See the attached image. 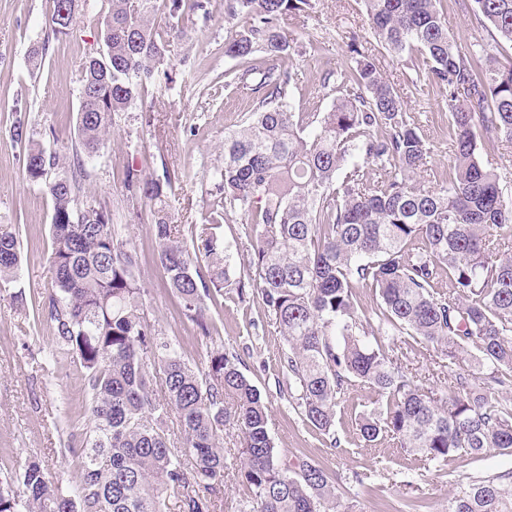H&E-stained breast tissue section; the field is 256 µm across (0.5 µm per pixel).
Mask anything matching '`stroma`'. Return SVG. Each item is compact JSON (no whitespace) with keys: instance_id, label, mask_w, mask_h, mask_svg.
<instances>
[{"instance_id":"stroma-1","label":"stroma","mask_w":512,"mask_h":512,"mask_svg":"<svg viewBox=\"0 0 512 512\" xmlns=\"http://www.w3.org/2000/svg\"><path fill=\"white\" fill-rule=\"evenodd\" d=\"M205 3L207 14L180 22L174 56L122 114L107 148L87 161L84 188L108 204L115 230L132 250L136 275L146 290L144 310L156 332L179 340L184 360L194 368L204 367L217 347L238 354L240 370L268 405V430L276 447L304 452L334 470L339 496L354 504L356 512H446L458 486L512 471V454L493 450L477 463L446 465L406 455L393 441L367 445L357 423L373 409L376 396L359 386L336 408L338 443L330 445L303 422L290 398L281 364L286 347L260 293L251 291L242 303L219 295L206 300L214 331L203 338L165 286L148 207H141L136 219L129 213L127 170L170 178L169 210L184 244H191L195 225L203 223L214 199L210 174L223 162L224 134L250 115L251 94L224 92V72L233 65L224 55V0ZM470 4L443 0L449 32L461 43L486 46L501 61L512 62V45L496 43L493 33L477 23ZM51 11L52 0H0V226L17 232L21 253L15 281L0 291V469L18 471L37 458L53 479L75 493L80 473L72 450L90 426L88 396L79 366L50 356L53 330L39 307L53 277L52 201L43 184L26 176L22 158L28 141L14 140L10 128L14 99L26 98L29 141L49 153H72L81 67L100 42L98 25L84 21L73 37L51 38ZM281 31L298 50L284 62L294 75L289 88L294 110H328L334 95L320 89L319 77L326 69L347 66L352 36L368 37L362 0H320L316 13L288 17ZM44 40L49 43L45 61L39 71H31L28 49ZM375 55L432 145L422 184H444L450 133L444 93L426 82L411 87L416 76L412 66L392 61L381 48ZM18 292L23 302L14 301ZM401 360L422 387L449 393L448 370L439 366L433 348L412 344Z\"/></svg>"}]
</instances>
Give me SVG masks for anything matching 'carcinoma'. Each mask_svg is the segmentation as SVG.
Returning <instances> with one entry per match:
<instances>
[{
    "label": "carcinoma",
    "instance_id": "1",
    "mask_svg": "<svg viewBox=\"0 0 512 512\" xmlns=\"http://www.w3.org/2000/svg\"><path fill=\"white\" fill-rule=\"evenodd\" d=\"M317 2L224 0V21L246 20L224 39V56L238 61L224 71V86L254 80L263 95L249 121L224 134V162L211 175L219 200L208 223L195 226L194 251L173 224L170 180L129 171L127 200L134 209L150 204L166 284L204 337H211L204 298L225 289L244 302L260 290L288 347L283 368L296 407L331 444L339 400L364 386L379 403L358 423L369 444L390 438L410 455L446 462L511 453L512 193L481 151L512 149V64L463 49L440 0H362L376 44L397 62L409 57L416 78L446 93L448 183L426 189L417 176L429 140L368 44L351 39L350 65L321 76L324 90L351 87L326 112L293 111L290 71L254 63L259 52L289 56L280 22L315 12ZM473 2L479 21L512 44V0ZM90 8V0H53L54 38L72 35ZM199 11L209 16L204 0H169L165 14L158 0H108L99 51L82 69L78 147L68 157L28 144L25 173L44 182L53 205L46 313L54 354L84 370L91 426L73 450L78 494L34 458L19 479L0 478V512H167L171 491L183 512H216L228 421L238 430L239 512H352L330 470L275 447L268 407L237 355L216 348L196 370L178 343L156 334L135 259L112 230L106 203L81 193L85 159L105 148L117 119L170 59L178 21ZM12 111L21 142L30 106L17 97ZM236 211L246 217L249 259L232 277V244L216 229ZM18 247L16 233L0 231L1 284L17 277ZM194 253L208 261V275ZM445 279L448 292L436 291ZM368 287L379 304L360 314L357 290ZM410 339L450 367L470 361L467 372L449 370L451 394L424 390L398 364L394 345ZM172 414L182 450L169 438ZM448 512H512V472L459 486Z\"/></svg>",
    "mask_w": 512,
    "mask_h": 512
}]
</instances>
